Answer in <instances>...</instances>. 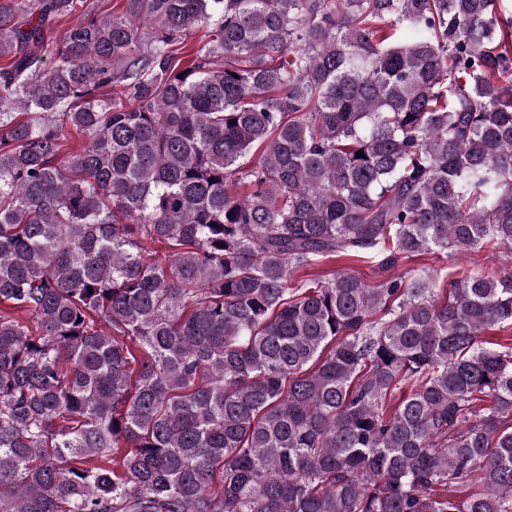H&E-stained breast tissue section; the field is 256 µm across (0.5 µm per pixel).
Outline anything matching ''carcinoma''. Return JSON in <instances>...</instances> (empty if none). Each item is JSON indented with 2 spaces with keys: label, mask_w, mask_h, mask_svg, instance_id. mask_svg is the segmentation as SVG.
<instances>
[{
  "label": "carcinoma",
  "mask_w": 512,
  "mask_h": 512,
  "mask_svg": "<svg viewBox=\"0 0 512 512\" xmlns=\"http://www.w3.org/2000/svg\"><path fill=\"white\" fill-rule=\"evenodd\" d=\"M85 2L0 0V512H512V274H392L512 248V4ZM124 3L123 0H87V4L83 9L81 8L72 15H68L52 23L48 30V36L50 39H59L61 34L70 25L84 17V11H89V13L96 12L100 17L112 16L113 13L121 14L124 11ZM502 251V252H499ZM504 250L491 251L488 249L472 250L466 253H455L448 250V253L440 255H423L400 261L395 272H403L408 269H419L426 266L448 267V271L452 272L456 266H468L478 269H490L495 271L499 276H503L507 272H512V266L508 263V258L503 254ZM341 270L352 272L370 284H378L379 281L384 279V274L377 268L376 263L367 259H336V261L321 262L318 265L296 273L295 278L298 280L310 278L325 279L331 277L332 273Z\"/></svg>",
  "instance_id": "1"
}]
</instances>
